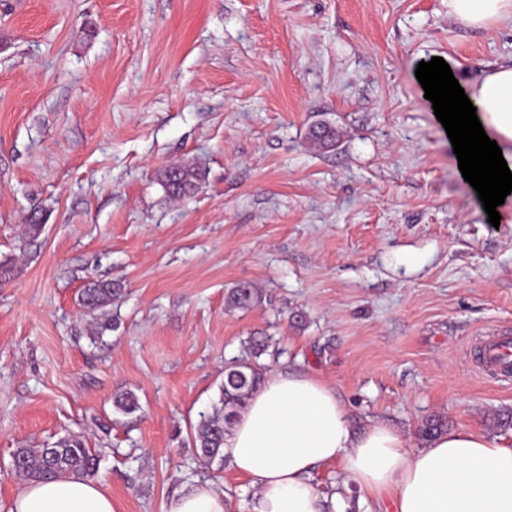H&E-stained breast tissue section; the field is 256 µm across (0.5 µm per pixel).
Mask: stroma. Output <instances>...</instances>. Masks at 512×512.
<instances>
[{
	"label": "stroma",
	"instance_id": "1",
	"mask_svg": "<svg viewBox=\"0 0 512 512\" xmlns=\"http://www.w3.org/2000/svg\"><path fill=\"white\" fill-rule=\"evenodd\" d=\"M435 57L463 79L512 65V25L463 27L448 0H0L1 505L16 449L77 435L116 512L206 480L253 512L192 437L261 333L264 375H320L411 447L435 415L512 443V381L470 350L512 329V223L483 217L421 95ZM184 162L205 179L173 200L157 173ZM111 279L94 341L79 297ZM227 299L231 307L248 310L259 301V294L250 282H240L231 289Z\"/></svg>",
	"mask_w": 512,
	"mask_h": 512
}]
</instances>
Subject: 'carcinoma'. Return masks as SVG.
<instances>
[{
    "mask_svg": "<svg viewBox=\"0 0 512 512\" xmlns=\"http://www.w3.org/2000/svg\"><path fill=\"white\" fill-rule=\"evenodd\" d=\"M310 136L319 146L335 141L336 131L327 125L315 127ZM203 173L195 164L170 165L158 173V182L165 193L180 199L194 193L202 182ZM121 286L114 282H92L84 288L80 302L87 312L97 316L98 334L112 329V315L109 307L112 299L120 292ZM230 306L248 310L259 301L258 290L249 282H240L227 296ZM263 381V371L247 358L230 362L224 368V381L218 404L195 428L193 447L199 464L208 469L223 460L221 448L224 434L234 424L238 413L258 391ZM113 407L124 415H132L140 409L138 397L131 391L116 394ZM447 421L440 417L429 418L420 429L423 439H431L447 430ZM58 455L49 456L47 448H19L14 456L22 459L19 475L27 480L47 481L62 474H89L98 465V457L86 447L78 436L61 438L56 444Z\"/></svg>",
    "mask_w": 512,
    "mask_h": 512,
    "instance_id": "carcinoma-1",
    "label": "carcinoma"
}]
</instances>
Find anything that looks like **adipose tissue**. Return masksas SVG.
<instances>
[{
	"label": "adipose tissue",
	"instance_id": "1",
	"mask_svg": "<svg viewBox=\"0 0 512 512\" xmlns=\"http://www.w3.org/2000/svg\"><path fill=\"white\" fill-rule=\"evenodd\" d=\"M464 26L512 22V0H448ZM462 87L488 137L512 167V65L479 71ZM227 463L258 495L257 512H345L320 490L316 470L340 466L365 504L391 512H512V445L469 428L420 448L380 421L357 424L335 385L313 374L281 372L248 401L224 436ZM7 512H116L100 482L66 475L23 482ZM164 512H225L215 482L189 485Z\"/></svg>",
	"mask_w": 512,
	"mask_h": 512
}]
</instances>
